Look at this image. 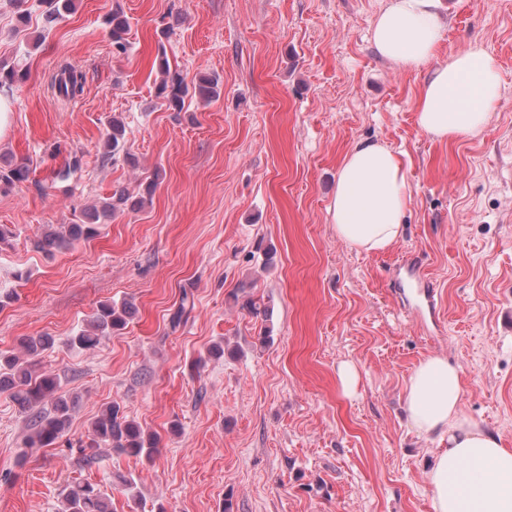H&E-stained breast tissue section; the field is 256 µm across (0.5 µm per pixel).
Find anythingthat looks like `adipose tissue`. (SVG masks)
Returning a JSON list of instances; mask_svg holds the SVG:
<instances>
[{
    "mask_svg": "<svg viewBox=\"0 0 512 512\" xmlns=\"http://www.w3.org/2000/svg\"><path fill=\"white\" fill-rule=\"evenodd\" d=\"M441 0H388L377 15V54L402 68L432 63L416 112L419 129L443 141L477 134L500 93L495 63L480 42L435 63L443 39ZM410 198L401 154L373 141L354 145L336 174L331 214L337 236L356 248L384 252L403 234ZM457 365L441 356L419 361L405 381L410 427L437 438L429 479L433 512H512V448L461 408Z\"/></svg>",
    "mask_w": 512,
    "mask_h": 512,
    "instance_id": "1",
    "label": "adipose tissue"
}]
</instances>
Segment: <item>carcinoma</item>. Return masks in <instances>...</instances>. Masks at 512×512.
<instances>
[{
    "label": "carcinoma",
    "mask_w": 512,
    "mask_h": 512,
    "mask_svg": "<svg viewBox=\"0 0 512 512\" xmlns=\"http://www.w3.org/2000/svg\"><path fill=\"white\" fill-rule=\"evenodd\" d=\"M49 10L46 21L53 23L73 9V0H48ZM110 26L112 45L118 52L126 50V35L129 22L123 12L114 10L106 17ZM158 69L161 80L157 96L165 101L168 109L183 111L186 99L200 98L212 101L220 96L219 80L215 76L203 75L189 86L181 75L171 70L166 51L159 48L157 54ZM27 74L20 64L9 68L0 66V86L7 87ZM51 87L57 94L67 100L76 98L84 91V76L63 67L52 77ZM126 125L114 117L108 122L103 137V155L116 162L119 158H129L126 148ZM30 167L24 163L5 161L0 165V186L6 187L24 183L29 180ZM143 205V199H131L123 189L117 190L105 198L100 207H93L84 212L80 224H68L66 230H50L34 242V247L45 253L70 248L74 242L89 239L98 234V226L112 222L126 209H136ZM242 308L254 317L267 316L269 306L263 301L245 293ZM131 316L130 306L110 302L102 303L90 321V326L82 330L73 339V344L84 350H91L115 333L126 328ZM51 341L47 336L26 337L20 345L24 356L6 355L0 352V393H10L13 400L23 411L30 413L34 435L30 437L27 447H49L65 436L70 425L71 406L66 397L59 394V382L55 374L38 371L35 358L40 356ZM89 448H110L113 451L133 457L151 459L156 452L158 439L146 434L136 422L127 419L121 412L120 405L110 403L94 417L87 436ZM62 512H112L109 496L98 485L90 482L71 484L64 497Z\"/></svg>",
    "instance_id": "cac0c4a2"
}]
</instances>
